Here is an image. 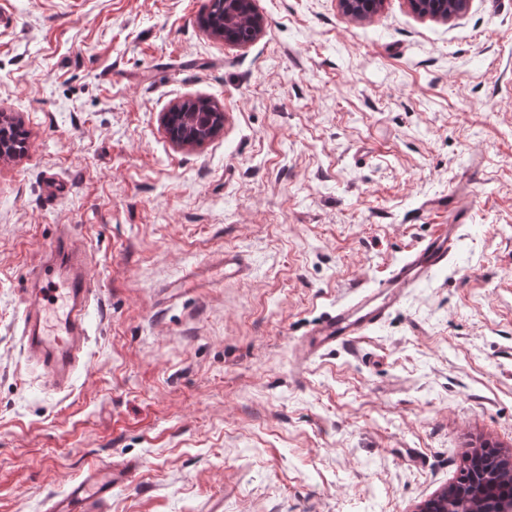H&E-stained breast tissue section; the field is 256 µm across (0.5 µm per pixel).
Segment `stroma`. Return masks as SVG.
<instances>
[{"mask_svg": "<svg viewBox=\"0 0 512 512\" xmlns=\"http://www.w3.org/2000/svg\"><path fill=\"white\" fill-rule=\"evenodd\" d=\"M0 0V512L90 464L106 512H417L482 446L512 457V0ZM224 125L178 146L164 112ZM467 210L451 265L352 347L309 330ZM68 225L90 339L58 391L23 349L31 269ZM247 271L224 272L225 255ZM213 3H209L205 8V12L201 16V22L203 25L211 30L215 35L224 37V24H225V1L226 0H209ZM417 2L419 1H430L431 4H422L417 3L413 4L414 9L418 11L420 14H430L432 16L439 13L441 16H452L460 11H462L466 4V0H415ZM455 1H462L464 3H455ZM204 110H208L209 112H221L215 104L204 98L187 100L176 105V113L172 116L170 125L167 126L171 138L180 145H187L182 141L192 145L202 143L211 138L209 131L193 132L184 120L185 116L194 114L195 112H203Z\"/></svg>", "mask_w": 512, "mask_h": 512, "instance_id": "obj_1", "label": "stroma"}]
</instances>
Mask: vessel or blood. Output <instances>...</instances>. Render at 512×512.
Instances as JSON below:
<instances>
[{"mask_svg": "<svg viewBox=\"0 0 512 512\" xmlns=\"http://www.w3.org/2000/svg\"><path fill=\"white\" fill-rule=\"evenodd\" d=\"M459 219L420 240L395 265L379 287L365 288L349 302L337 304L333 314L314 325L303 342L306 353L347 347L381 324L399 304L406 289L447 267ZM86 249L69 234L59 233L35 266L26 290L21 323L28 357L42 365L54 388H65L79 366L88 336L86 312L93 289L88 277ZM112 497V472L90 469L59 496L52 497L46 512H105Z\"/></svg>", "mask_w": 512, "mask_h": 512, "instance_id": "1", "label": "vessel or blood"}]
</instances>
